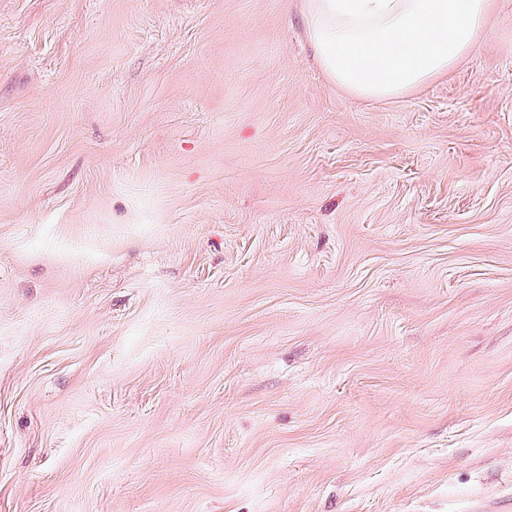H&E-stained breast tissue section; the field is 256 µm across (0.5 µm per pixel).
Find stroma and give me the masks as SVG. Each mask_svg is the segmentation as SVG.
Instances as JSON below:
<instances>
[{"label":"stroma","instance_id":"stroma-1","mask_svg":"<svg viewBox=\"0 0 512 512\" xmlns=\"http://www.w3.org/2000/svg\"><path fill=\"white\" fill-rule=\"evenodd\" d=\"M307 0H0V512L512 503V0L405 94Z\"/></svg>","mask_w":512,"mask_h":512}]
</instances>
